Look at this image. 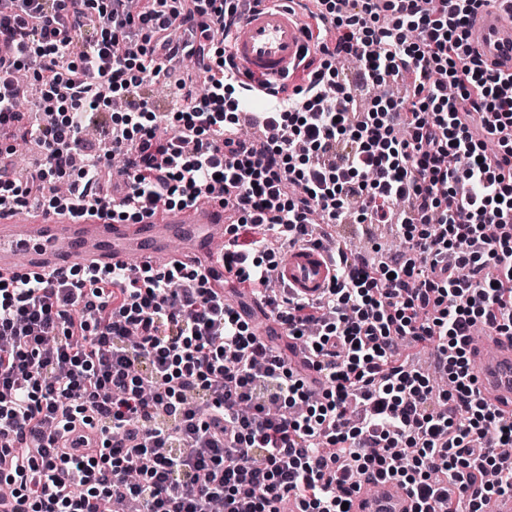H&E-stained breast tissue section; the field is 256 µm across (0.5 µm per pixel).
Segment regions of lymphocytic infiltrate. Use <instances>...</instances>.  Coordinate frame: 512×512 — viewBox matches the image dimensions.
<instances>
[{"label": "lymphocytic infiltrate", "mask_w": 512, "mask_h": 512, "mask_svg": "<svg viewBox=\"0 0 512 512\" xmlns=\"http://www.w3.org/2000/svg\"><path fill=\"white\" fill-rule=\"evenodd\" d=\"M487 0H310L300 13L315 55L298 85H275L262 137L225 111L236 86L216 48L244 0H0V140L36 141L24 172L0 149V206L119 205L139 216L222 197L236 215L220 262L291 341L313 375L257 335L198 270L167 263L0 280V442L14 449L17 512H342L356 486L390 482L413 512H486L512 493L498 450L512 427L483 403L465 339L481 325L512 337V73L470 45ZM207 73V92H176L177 134L159 135L149 81L171 60L174 24ZM368 84L410 77L407 97L360 112L335 66ZM40 87L22 111L15 75ZM120 101V120L85 129ZM394 224L390 260L352 262L316 301L288 297L271 238L311 244L310 216ZM434 346L453 388L436 393L402 344ZM93 413L98 452L58 447Z\"/></svg>", "instance_id": "lymphocytic-infiltrate-1"}]
</instances>
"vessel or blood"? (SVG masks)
<instances>
[{
    "mask_svg": "<svg viewBox=\"0 0 512 512\" xmlns=\"http://www.w3.org/2000/svg\"><path fill=\"white\" fill-rule=\"evenodd\" d=\"M289 0H264L263 7L247 15L234 30L228 47L239 65L232 79L241 88L244 106L265 104L259 83L283 79L310 51ZM471 39L479 51L500 69H512V17L498 6L478 15ZM222 199L169 211L160 209L139 221L115 222L103 207L94 206L84 218L31 207L0 208V278L14 277L27 267L57 274L74 265L115 269L131 261L149 263L165 257L192 265L204 274L211 288L229 294L218 258L224 240ZM334 275L325 245L297 247L278 263L274 277L295 296L317 299ZM475 385L482 397L499 411L512 413V339L484 333L471 339ZM354 512H412V499L398 490L381 491L364 485L352 493Z\"/></svg>",
    "mask_w": 512,
    "mask_h": 512,
    "instance_id": "vessel-or-blood-1",
    "label": "vessel or blood"
}]
</instances>
